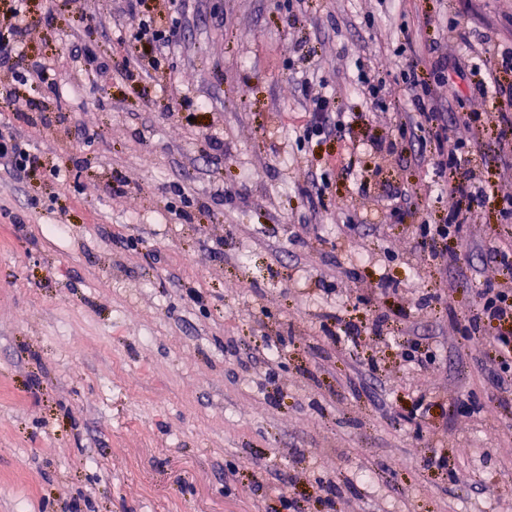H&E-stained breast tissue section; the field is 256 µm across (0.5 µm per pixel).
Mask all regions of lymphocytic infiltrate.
Here are the masks:
<instances>
[{"instance_id":"1","label":"lymphocytic infiltrate","mask_w":512,"mask_h":512,"mask_svg":"<svg viewBox=\"0 0 512 512\" xmlns=\"http://www.w3.org/2000/svg\"><path fill=\"white\" fill-rule=\"evenodd\" d=\"M119 10L131 16L139 37L152 45L158 54H165L176 44L178 20H170L166 25L158 23L147 8L146 0H123ZM26 12L27 0H13L8 26L0 25V64L10 65L22 76L34 75L47 83L51 80L49 68L40 61L29 59L20 47V38L26 30ZM402 81L409 91L416 114L400 121L398 134L404 137L419 131L428 133L431 159L453 200L444 223L425 221L417 225L419 244L427 258L442 260L447 268L455 267L459 264L460 255L450 243L460 238L469 215L482 204L485 189L467 168L460 147L451 140L444 114L432 100L430 85L419 78L415 65H408L403 71ZM0 163L19 176L40 168L41 157L23 135L1 128ZM478 314L497 331L487 352L497 367L496 381L501 385L511 382L512 289L502 286L484 288L478 296Z\"/></svg>"}]
</instances>
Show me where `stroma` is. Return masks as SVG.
<instances>
[{"label":"stroma","instance_id":"1","mask_svg":"<svg viewBox=\"0 0 512 512\" xmlns=\"http://www.w3.org/2000/svg\"><path fill=\"white\" fill-rule=\"evenodd\" d=\"M28 4L27 54L56 83L0 66V124L42 157L26 178L0 167V512H512V388L461 339L503 278L488 250L512 197L504 106L449 98L425 49L487 79L512 50V0H191L159 69L118 0ZM78 48L138 75L97 80ZM414 60L487 191L445 273L414 227L445 218L447 192L417 145L381 148ZM361 70L382 110L355 94ZM305 75L348 137L305 138ZM11 95L67 121L31 123ZM423 185L391 215L389 190ZM383 278L394 293L369 299ZM381 314L380 335L335 342ZM409 340L434 361L405 362ZM423 394L429 415L410 418Z\"/></svg>","mask_w":512,"mask_h":512}]
</instances>
